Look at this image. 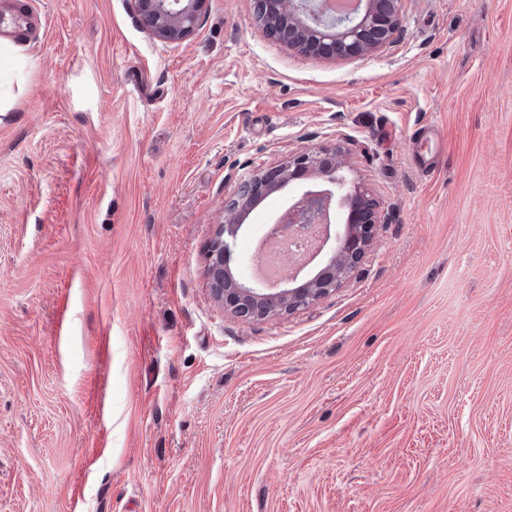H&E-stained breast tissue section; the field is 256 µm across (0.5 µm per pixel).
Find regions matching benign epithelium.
<instances>
[{
    "label": "benign epithelium",
    "mask_w": 512,
    "mask_h": 512,
    "mask_svg": "<svg viewBox=\"0 0 512 512\" xmlns=\"http://www.w3.org/2000/svg\"><path fill=\"white\" fill-rule=\"evenodd\" d=\"M206 0H134L141 22L149 32L168 42H180L194 34ZM402 0H356L349 11L336 12L326 0H255L257 18L268 35L297 51L327 59H349L368 55L389 43L401 28ZM345 166L342 150L325 154L305 151L280 165L262 170L243 183L237 200L224 207L207 250L206 276L216 301L236 315L266 319L292 313L334 292L359 268L373 240L380 203L361 187L346 189V182L332 177ZM329 177L330 186L307 188L288 203L278 223L305 233L312 226L322 228L320 249L332 251L330 265L294 287L295 270L285 273L276 288L257 281L244 282L227 263L243 227L241 214L254 199L266 192L283 189L302 178ZM350 196L347 224H331L336 194Z\"/></svg>",
    "instance_id": "benign-epithelium-1"
}]
</instances>
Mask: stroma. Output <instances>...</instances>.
Listing matches in <instances>:
<instances>
[{
    "label": "stroma",
    "instance_id": "35a3bbf8",
    "mask_svg": "<svg viewBox=\"0 0 512 512\" xmlns=\"http://www.w3.org/2000/svg\"><path fill=\"white\" fill-rule=\"evenodd\" d=\"M33 5L0 27V512H512V0H403L390 44L335 60L253 0L181 42L133 0ZM337 147L380 202L358 272L225 312V201ZM299 190L247 215L241 279Z\"/></svg>",
    "mask_w": 512,
    "mask_h": 512
}]
</instances>
